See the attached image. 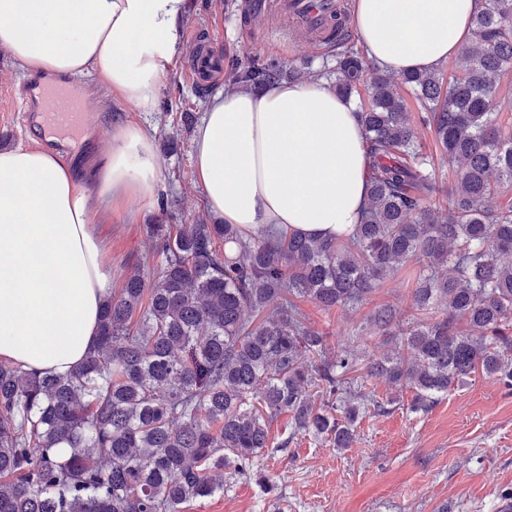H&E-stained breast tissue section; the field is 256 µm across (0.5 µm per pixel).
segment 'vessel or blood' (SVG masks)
<instances>
[{
  "label": "vessel or blood",
  "instance_id": "vessel-or-blood-1",
  "mask_svg": "<svg viewBox=\"0 0 512 512\" xmlns=\"http://www.w3.org/2000/svg\"><path fill=\"white\" fill-rule=\"evenodd\" d=\"M267 7L283 19L297 20L313 37L319 38L324 36L331 23L336 0H268ZM220 67L219 57L203 43L188 71L193 82L204 88L212 82ZM18 94L25 105L28 121L51 132L77 131L89 122L81 98L69 82L41 83L25 78L20 82Z\"/></svg>",
  "mask_w": 512,
  "mask_h": 512
}]
</instances>
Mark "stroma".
Instances as JSON below:
<instances>
[{"mask_svg": "<svg viewBox=\"0 0 512 512\" xmlns=\"http://www.w3.org/2000/svg\"><path fill=\"white\" fill-rule=\"evenodd\" d=\"M248 0H190L182 20V47L166 75L155 111L139 112L110 93L95 74L79 78L102 105L91 113L90 126L71 136L70 157L81 170L97 166L112 145L114 123L140 126L154 139L159 185L154 199H129L101 230L110 240L112 286L121 288L140 263L159 269L143 235L147 224L213 223L201 188L192 179L194 137L208 100L223 90V78L198 88L186 75L197 41L208 42L225 60L260 65L310 63L326 52L309 44L270 34L268 25L250 23ZM21 70L0 51V147L35 148L40 133L22 118L14 91ZM408 276L384 283L354 309L324 310L308 300L299 307L308 323L323 332L330 347L344 346L352 333L362 335L361 351L378 357L394 352L395 336L369 331L377 306L398 308L412 317ZM386 412L367 410L355 426L352 447L341 449L313 435L295 431L289 414L269 428V446L256 464L275 485L265 492L256 480L230 479L223 492L188 502L183 512H501L512 499V390L476 372L451 387L424 411L412 408L411 389L396 390L381 378L367 379Z\"/></svg>", "mask_w": 512, "mask_h": 512, "instance_id": "1", "label": "stroma"}]
</instances>
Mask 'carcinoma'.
<instances>
[{
	"mask_svg": "<svg viewBox=\"0 0 512 512\" xmlns=\"http://www.w3.org/2000/svg\"><path fill=\"white\" fill-rule=\"evenodd\" d=\"M323 73L233 61L227 85L284 77L364 90L369 205L347 237L241 236L231 224H146L159 276L134 269L105 303L99 343L67 375L0 363V512H182L253 474L283 412L336 448L355 441L360 415L384 403L365 377L415 391L424 410L480 371L512 387V121L492 111L512 71V0H482L455 71L394 80L346 31ZM413 90L410 107L399 87ZM434 132L455 182L436 179L416 135ZM234 241V256L220 252ZM419 265L402 326L381 305L371 329H397L402 351L329 352L296 304L355 307L402 267ZM443 315H437V309ZM363 375H357L359 371Z\"/></svg>",
	"mask_w": 512,
	"mask_h": 512,
	"instance_id": "cac0c4a2",
	"label": "carcinoma"
}]
</instances>
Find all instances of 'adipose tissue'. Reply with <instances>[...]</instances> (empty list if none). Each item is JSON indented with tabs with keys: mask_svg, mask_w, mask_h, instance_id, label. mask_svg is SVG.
Returning a JSON list of instances; mask_svg holds the SVG:
<instances>
[{
	"mask_svg": "<svg viewBox=\"0 0 512 512\" xmlns=\"http://www.w3.org/2000/svg\"><path fill=\"white\" fill-rule=\"evenodd\" d=\"M481 0H353L370 61L433 71L467 43ZM188 0H0V49L25 76L89 72L154 111L181 45ZM194 176L210 212L242 233L318 239L351 232L368 204L366 140L352 100L324 82L215 93L195 136ZM155 144L119 123L95 183L58 154L0 151V361L65 375L97 344L112 292L101 232L130 197L157 192Z\"/></svg>",
	"mask_w": 512,
	"mask_h": 512,
	"instance_id": "ef3b65f1",
	"label": "adipose tissue"
}]
</instances>
